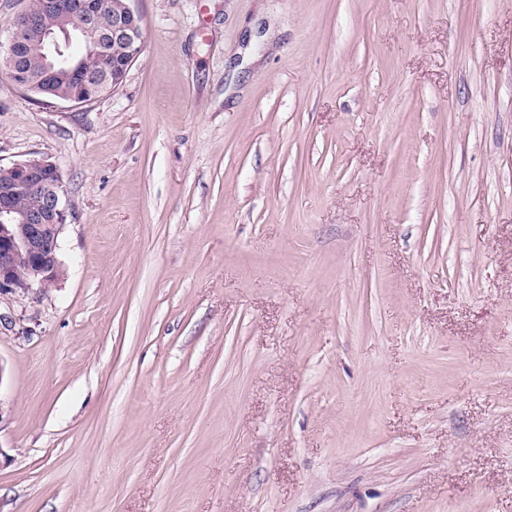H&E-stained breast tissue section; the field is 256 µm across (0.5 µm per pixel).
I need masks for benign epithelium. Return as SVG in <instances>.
<instances>
[{"label":"benign epithelium","instance_id":"benign-epithelium-1","mask_svg":"<svg viewBox=\"0 0 512 512\" xmlns=\"http://www.w3.org/2000/svg\"><path fill=\"white\" fill-rule=\"evenodd\" d=\"M127 0L122 12L106 30L97 27L100 0H40L38 10L28 7L18 12L11 23L8 46L0 52V74L29 92L35 87L21 67L15 47L23 39L39 37L47 42L49 59L45 70L64 79L85 83L92 79L93 67L86 57L68 60L60 42H70L67 28L54 33L42 26L44 14H57L77 23L85 36L105 40L121 52V58H98L96 68L109 70L106 80L122 83L144 46L141 17ZM29 189L38 196L32 208L14 203L18 194ZM73 217L58 166L45 157H30L8 167L0 166V295L24 296L45 292L65 276L60 260V236Z\"/></svg>","mask_w":512,"mask_h":512}]
</instances>
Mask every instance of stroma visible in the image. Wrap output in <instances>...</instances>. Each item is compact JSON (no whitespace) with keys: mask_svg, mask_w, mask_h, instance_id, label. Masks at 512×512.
<instances>
[{"mask_svg":"<svg viewBox=\"0 0 512 512\" xmlns=\"http://www.w3.org/2000/svg\"><path fill=\"white\" fill-rule=\"evenodd\" d=\"M94 103L0 75L64 279L0 295V512H512V0H135Z\"/></svg>","mask_w":512,"mask_h":512,"instance_id":"obj_1","label":"stroma"}]
</instances>
